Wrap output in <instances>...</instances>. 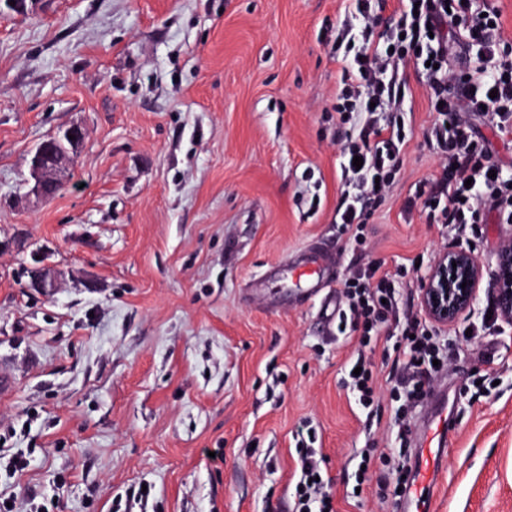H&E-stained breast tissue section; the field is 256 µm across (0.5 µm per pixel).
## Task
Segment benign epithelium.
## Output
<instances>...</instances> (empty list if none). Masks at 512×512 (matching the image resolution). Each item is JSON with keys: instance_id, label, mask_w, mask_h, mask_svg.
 I'll list each match as a JSON object with an SVG mask.
<instances>
[{"instance_id": "1", "label": "benign epithelium", "mask_w": 512, "mask_h": 512, "mask_svg": "<svg viewBox=\"0 0 512 512\" xmlns=\"http://www.w3.org/2000/svg\"><path fill=\"white\" fill-rule=\"evenodd\" d=\"M85 136L82 126L73 124L60 129L43 142L31 158L30 192L47 198L45 186H61V176L69 170L75 153ZM61 142L64 147L46 155V145ZM496 275L492 301L501 317L512 322V238L502 242L496 254ZM483 277V262L472 248H456L440 257L424 278L421 288V307L429 319L447 326L471 310ZM30 287L45 296L57 288L56 276L42 268L33 270Z\"/></svg>"}]
</instances>
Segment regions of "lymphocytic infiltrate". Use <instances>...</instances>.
Masks as SVG:
<instances>
[{"mask_svg": "<svg viewBox=\"0 0 512 512\" xmlns=\"http://www.w3.org/2000/svg\"><path fill=\"white\" fill-rule=\"evenodd\" d=\"M395 24L381 26L371 0H353L358 28H341L337 61L345 88L338 98L340 112H362L366 118L357 133L347 134L340 155L344 188L334 221L362 242V232L385 200L400 167L407 143L399 66L413 59L426 86L435 119L425 142L443 163L440 177L417 189L406 211L420 210L431 224L451 226L457 238L496 212L500 223L512 224V179L500 175L484 139L475 136L470 120L481 115L505 139H512V48L501 38L496 9L474 14V0H399ZM362 167H355L354 157ZM397 276L381 262L368 261L350 272L344 283L338 322L362 347L355 364L359 375L352 385L363 406L374 403L377 373L370 357L372 335L392 317ZM433 327L418 318L404 320L403 338L393 347L400 382L411 402L423 400L428 374L425 363L436 357ZM301 479L296 487L297 512H331L327 490L314 449L298 451Z\"/></svg>", "mask_w": 512, "mask_h": 512, "instance_id": "lymphocytic-infiltrate-1", "label": "lymphocytic infiltrate"}]
</instances>
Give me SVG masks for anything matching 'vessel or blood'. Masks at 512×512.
Segmentation results:
<instances>
[{
  "label": "vessel or blood",
  "mask_w": 512,
  "mask_h": 512,
  "mask_svg": "<svg viewBox=\"0 0 512 512\" xmlns=\"http://www.w3.org/2000/svg\"><path fill=\"white\" fill-rule=\"evenodd\" d=\"M338 268L336 252L317 246L309 250L301 262L275 267L272 272L273 277L289 281L288 296L292 300L303 302L322 297L319 327L325 334L334 328L338 304L335 298L325 296L324 291L332 286ZM420 424L425 432L427 452L413 457L410 462L409 506L413 512H427L429 508L430 490L439 472L442 453L448 446L447 402L436 403L433 413L424 414Z\"/></svg>",
  "instance_id": "obj_1"
}]
</instances>
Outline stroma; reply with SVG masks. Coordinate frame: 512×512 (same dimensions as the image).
Returning a JSON list of instances; mask_svg holds the SVG:
<instances>
[{
	"mask_svg": "<svg viewBox=\"0 0 512 512\" xmlns=\"http://www.w3.org/2000/svg\"><path fill=\"white\" fill-rule=\"evenodd\" d=\"M351 0H0V496L14 512H295V446L310 426L336 512H398L378 484L401 444L392 365L377 399L347 386L359 339L321 333L320 300L261 284L275 264L333 247L392 270L400 316L457 244L403 211L439 175L434 115L401 65L412 137L357 245L335 224L341 118L336 29ZM85 137L63 186L29 196L41 142ZM512 224L470 244L483 279L470 312L437 326L452 435L433 512H512V324L483 329L496 252ZM58 272L30 286L33 252ZM335 283L334 295L343 285ZM377 450L356 490L359 452ZM222 460L212 461V451ZM27 467L10 472L11 455Z\"/></svg>",
	"mask_w": 512,
	"mask_h": 512,
	"instance_id": "obj_1",
	"label": "stroma"
}]
</instances>
